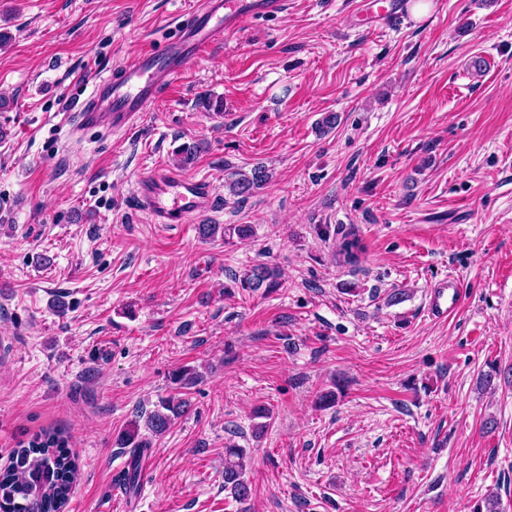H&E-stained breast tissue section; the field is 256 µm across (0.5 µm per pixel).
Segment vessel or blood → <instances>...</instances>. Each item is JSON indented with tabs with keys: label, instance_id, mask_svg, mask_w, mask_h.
<instances>
[{
	"label": "vessel or blood",
	"instance_id": "1",
	"mask_svg": "<svg viewBox=\"0 0 512 512\" xmlns=\"http://www.w3.org/2000/svg\"><path fill=\"white\" fill-rule=\"evenodd\" d=\"M282 6L283 0H202L180 22L173 39L141 52L119 73L99 79L82 110V124L94 126L105 120L112 130L130 129L145 105L157 97L161 79H178L213 43L236 33L245 20L276 15ZM136 197L152 223L187 224L212 206L214 191L206 180L155 169L139 178ZM461 303L459 282L451 277L435 285L427 310L432 317L443 318Z\"/></svg>",
	"mask_w": 512,
	"mask_h": 512
}]
</instances>
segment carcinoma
<instances>
[{"label":"carcinoma","instance_id":"obj_1","mask_svg":"<svg viewBox=\"0 0 512 512\" xmlns=\"http://www.w3.org/2000/svg\"><path fill=\"white\" fill-rule=\"evenodd\" d=\"M267 179L263 167L251 175L233 181L232 192L242 196L252 192ZM362 247L356 238H346L341 247L343 261L355 265ZM241 288L272 290L279 285V272L267 264H257L242 274H233ZM188 400L176 396L162 398L151 411H140L120 439L130 449L131 460L122 475L127 493L140 488V460L150 449L152 438L164 434L172 422L187 411ZM249 465L241 448H227L224 454V490L244 503L251 497V484L245 478ZM77 465L67 440L56 431H45L13 449L11 463L0 472V512H64L76 477Z\"/></svg>","mask_w":512,"mask_h":512}]
</instances>
